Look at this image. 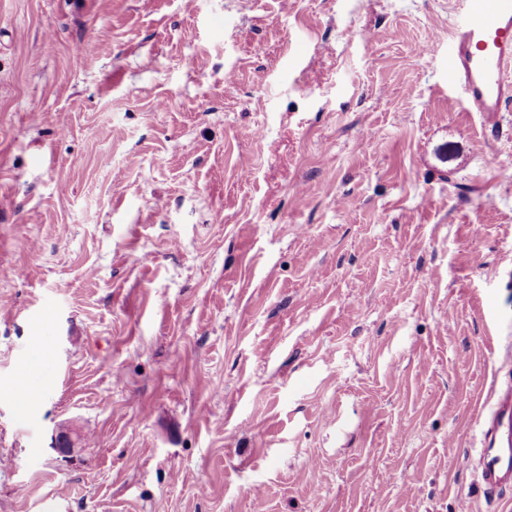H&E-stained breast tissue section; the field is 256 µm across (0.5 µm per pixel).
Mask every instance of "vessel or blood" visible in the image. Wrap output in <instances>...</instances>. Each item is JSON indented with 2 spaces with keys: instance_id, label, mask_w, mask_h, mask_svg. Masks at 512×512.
<instances>
[{
  "instance_id": "1",
  "label": "vessel or blood",
  "mask_w": 512,
  "mask_h": 512,
  "mask_svg": "<svg viewBox=\"0 0 512 512\" xmlns=\"http://www.w3.org/2000/svg\"><path fill=\"white\" fill-rule=\"evenodd\" d=\"M448 82L487 120L512 105V0H465L448 37ZM476 459L487 498L512 488L511 385L494 393Z\"/></svg>"
}]
</instances>
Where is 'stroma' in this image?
Listing matches in <instances>:
<instances>
[{
  "mask_svg": "<svg viewBox=\"0 0 512 512\" xmlns=\"http://www.w3.org/2000/svg\"><path fill=\"white\" fill-rule=\"evenodd\" d=\"M462 12L0 0V512H512V107L449 86ZM476 448L479 483L489 500L512 488V386L494 392Z\"/></svg>",
  "mask_w": 512,
  "mask_h": 512,
  "instance_id": "35a3bbf8",
  "label": "stroma"
}]
</instances>
